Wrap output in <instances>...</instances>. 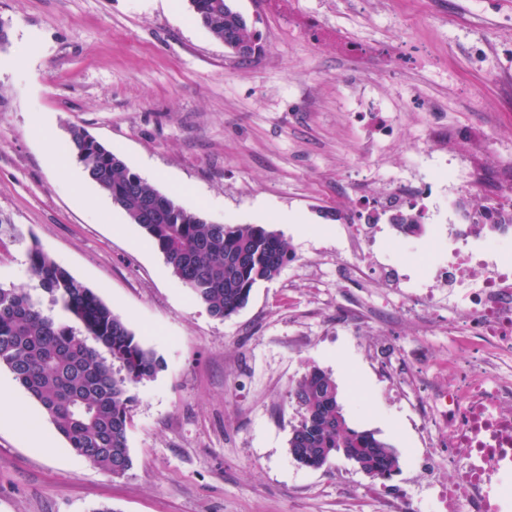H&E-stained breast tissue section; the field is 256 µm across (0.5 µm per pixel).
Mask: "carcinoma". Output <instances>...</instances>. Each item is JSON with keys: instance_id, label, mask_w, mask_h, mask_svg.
Listing matches in <instances>:
<instances>
[{"instance_id": "obj_1", "label": "carcinoma", "mask_w": 512, "mask_h": 512, "mask_svg": "<svg viewBox=\"0 0 512 512\" xmlns=\"http://www.w3.org/2000/svg\"><path fill=\"white\" fill-rule=\"evenodd\" d=\"M202 26L236 56L259 35L233 0H189ZM68 149L89 179L138 225L167 266L210 314L224 319L249 300L259 282L276 278L294 258L288 243L266 224H221L161 193L120 156L69 131ZM33 294L0 284V366L6 367L77 455L114 476L132 466L128 447L131 389L155 376L163 361L38 243L27 252ZM300 410L288 447L314 467L347 454L387 479L399 456L375 432L349 422L333 377L311 368L290 391Z\"/></svg>"}]
</instances>
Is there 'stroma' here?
Masks as SVG:
<instances>
[{
    "mask_svg": "<svg viewBox=\"0 0 512 512\" xmlns=\"http://www.w3.org/2000/svg\"><path fill=\"white\" fill-rule=\"evenodd\" d=\"M235 6L262 46L247 60L188 0H0V284L33 288L39 243L163 361L134 390L119 477L79 457L0 368V402L55 443L0 425V512H430L453 478L417 407L464 357L448 308L420 322L400 314L403 292L353 275L343 183L362 158L377 180L403 172L422 146L512 172V0ZM364 97L394 140L356 123ZM73 127L208 220L268 224L293 260L237 313L211 316L106 194L76 189L80 164H51ZM314 366L399 473L292 458L289 391Z\"/></svg>",
    "mask_w": 512,
    "mask_h": 512,
    "instance_id": "35a3bbf8",
    "label": "stroma"
}]
</instances>
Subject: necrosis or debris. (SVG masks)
<instances>
[{"label":"necrosis or debris","mask_w":512,"mask_h":512,"mask_svg":"<svg viewBox=\"0 0 512 512\" xmlns=\"http://www.w3.org/2000/svg\"><path fill=\"white\" fill-rule=\"evenodd\" d=\"M370 182L362 160L345 187L353 203L347 243L358 273L414 288L424 311L447 302L466 353L448 385L421 401L423 420L439 433L436 445L447 449L454 473L443 512H512V381L486 370L489 358L512 360V183L467 211L462 198L482 191L475 179L461 183L444 171L417 167L408 177L388 180L377 194L367 192ZM401 214L433 227L427 242L392 235L424 269L415 279L380 258L375 225ZM487 224L498 225V233L484 234Z\"/></svg>","instance_id":"4bbe7bcc"}]
</instances>
